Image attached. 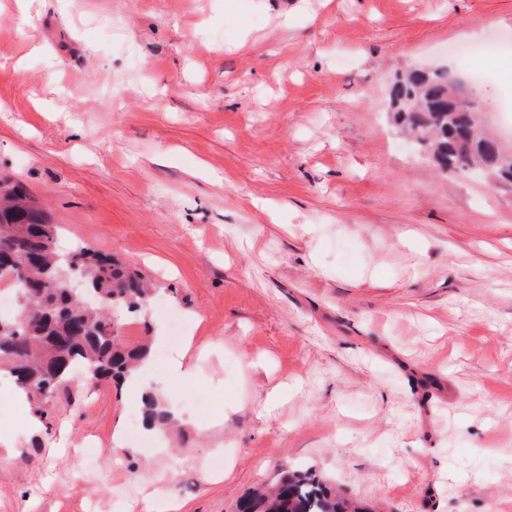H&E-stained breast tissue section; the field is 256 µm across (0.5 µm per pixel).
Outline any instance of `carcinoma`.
<instances>
[{
    "instance_id": "1",
    "label": "carcinoma",
    "mask_w": 512,
    "mask_h": 512,
    "mask_svg": "<svg viewBox=\"0 0 512 512\" xmlns=\"http://www.w3.org/2000/svg\"><path fill=\"white\" fill-rule=\"evenodd\" d=\"M466 86L448 83L445 69L412 68L390 86L392 121L407 131L421 153L443 172L467 173L512 186V153L488 134L479 108L462 104ZM60 225L27 190L0 178V283L15 292L17 308L0 317V374L25 391L34 410L45 415L80 362L93 381L120 383L149 354L145 345L120 341L122 318L145 311L152 288L143 276L112 257L77 244L57 249ZM78 275L97 298L87 308L65 288ZM145 420L166 427L170 414L151 396ZM237 512H363L336 496L310 470L290 471L270 488L256 489Z\"/></svg>"
}]
</instances>
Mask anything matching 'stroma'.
<instances>
[{
	"instance_id": "1",
	"label": "stroma",
	"mask_w": 512,
	"mask_h": 512,
	"mask_svg": "<svg viewBox=\"0 0 512 512\" xmlns=\"http://www.w3.org/2000/svg\"><path fill=\"white\" fill-rule=\"evenodd\" d=\"M512 0H0V175L157 286L125 319L182 419L73 375L0 384V512H236L308 468L370 512H512V186L390 118ZM162 341H154L155 332ZM187 353L184 352L174 358L167 367L166 377L168 381H178L180 383H190L195 375L193 365L186 360Z\"/></svg>"
}]
</instances>
